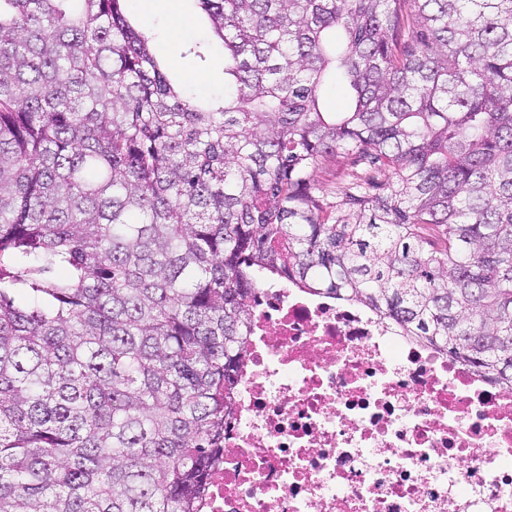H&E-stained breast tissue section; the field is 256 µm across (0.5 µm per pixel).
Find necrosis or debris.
<instances>
[{"label": "necrosis or debris", "mask_w": 512, "mask_h": 512, "mask_svg": "<svg viewBox=\"0 0 512 512\" xmlns=\"http://www.w3.org/2000/svg\"><path fill=\"white\" fill-rule=\"evenodd\" d=\"M248 308L200 512H512V385L294 284Z\"/></svg>", "instance_id": "4bbe7bcc"}]
</instances>
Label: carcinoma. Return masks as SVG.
Segmentation results:
<instances>
[{"label": "carcinoma", "mask_w": 512, "mask_h": 512, "mask_svg": "<svg viewBox=\"0 0 512 512\" xmlns=\"http://www.w3.org/2000/svg\"><path fill=\"white\" fill-rule=\"evenodd\" d=\"M125 2L0 0V512H198L264 277L512 384V0ZM148 6H144V4ZM131 23L150 34V48L175 79L193 94L212 97L224 89V46L211 35L207 19L194 0H128ZM208 43L210 60L202 65L189 47ZM200 87L196 83H204Z\"/></svg>", "instance_id": "1"}]
</instances>
